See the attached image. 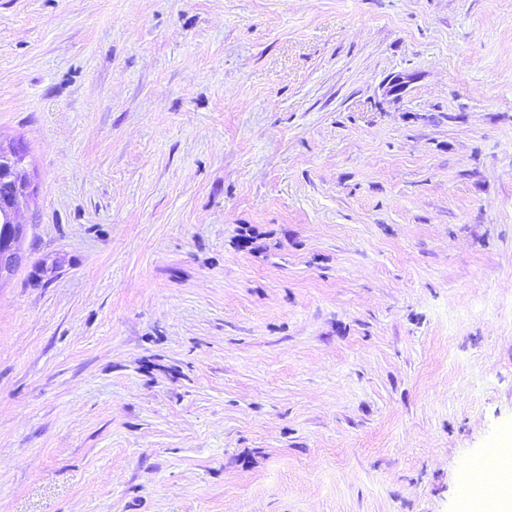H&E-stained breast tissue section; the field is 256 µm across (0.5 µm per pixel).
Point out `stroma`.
I'll use <instances>...</instances> for the list:
<instances>
[{"instance_id": "obj_1", "label": "stroma", "mask_w": 512, "mask_h": 512, "mask_svg": "<svg viewBox=\"0 0 512 512\" xmlns=\"http://www.w3.org/2000/svg\"><path fill=\"white\" fill-rule=\"evenodd\" d=\"M0 141V512H485L512 0H0ZM19 143L4 146L0 142V177L14 185V194L8 204L2 205L0 224V279L13 270L18 262L16 244L24 233L18 215L29 198V179L24 169L26 155Z\"/></svg>"}]
</instances>
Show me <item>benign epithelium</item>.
Wrapping results in <instances>:
<instances>
[{
    "instance_id": "7a95c632",
    "label": "benign epithelium",
    "mask_w": 512,
    "mask_h": 512,
    "mask_svg": "<svg viewBox=\"0 0 512 512\" xmlns=\"http://www.w3.org/2000/svg\"><path fill=\"white\" fill-rule=\"evenodd\" d=\"M25 154L19 144L0 143V177L14 185L11 200L0 206V278L13 270L18 262L16 244L24 233L18 215L29 198V179L24 169Z\"/></svg>"
}]
</instances>
